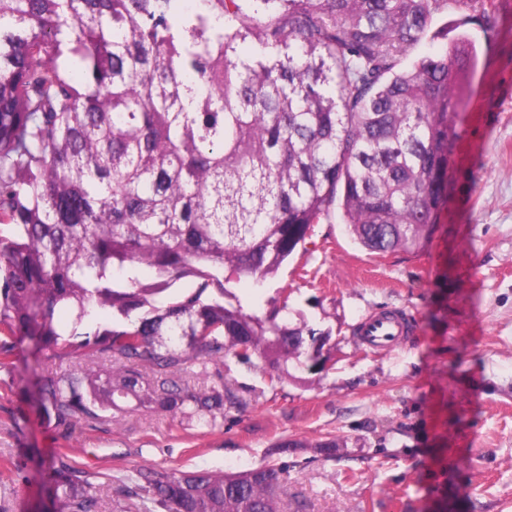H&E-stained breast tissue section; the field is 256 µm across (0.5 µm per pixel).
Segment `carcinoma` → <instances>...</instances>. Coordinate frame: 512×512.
<instances>
[{
	"label": "carcinoma",
	"mask_w": 512,
	"mask_h": 512,
	"mask_svg": "<svg viewBox=\"0 0 512 512\" xmlns=\"http://www.w3.org/2000/svg\"><path fill=\"white\" fill-rule=\"evenodd\" d=\"M182 2L0 0V367L18 334L81 358L41 387L63 426L241 411L182 374L278 379L327 337L225 284L275 276L337 209L367 250L418 252L445 202L460 48L413 52L448 0ZM282 475L139 467L116 512H282ZM48 476L50 512H98L75 470Z\"/></svg>",
	"instance_id": "obj_1"
}]
</instances>
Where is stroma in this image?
<instances>
[{"label":"stroma","instance_id":"obj_1","mask_svg":"<svg viewBox=\"0 0 512 512\" xmlns=\"http://www.w3.org/2000/svg\"><path fill=\"white\" fill-rule=\"evenodd\" d=\"M465 12L473 23L456 28ZM465 12L449 4L435 22L447 37L418 48L475 40L458 55L448 196L428 245L379 255L335 214L276 277L227 286L247 311L281 306L289 325L328 335L320 365L276 383L259 367L190 366L189 386L226 380L245 402L211 429L131 406L67 430L43 414L40 388L80 360L47 359L22 338L0 367V512H46L52 462L80 471L102 512L137 467L265 462L287 468L284 512H512V0H497L486 30L479 7ZM385 311L406 314L411 333L368 348L355 328Z\"/></svg>","mask_w":512,"mask_h":512}]
</instances>
